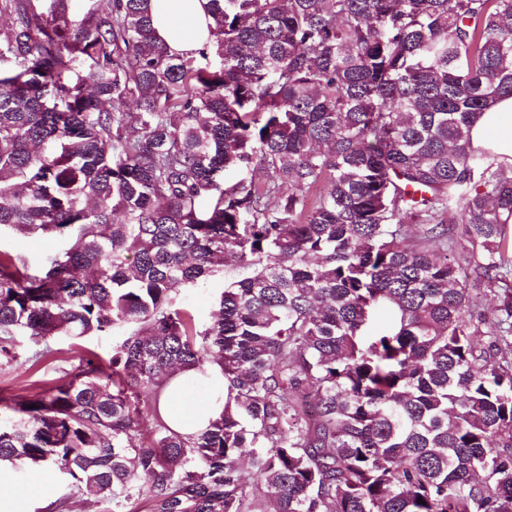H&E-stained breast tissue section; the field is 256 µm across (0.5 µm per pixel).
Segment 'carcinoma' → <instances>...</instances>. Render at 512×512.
Listing matches in <instances>:
<instances>
[{
    "label": "carcinoma",
    "mask_w": 512,
    "mask_h": 512,
    "mask_svg": "<svg viewBox=\"0 0 512 512\" xmlns=\"http://www.w3.org/2000/svg\"><path fill=\"white\" fill-rule=\"evenodd\" d=\"M36 2L0 0V354L118 337L0 395V465L112 512H512V166L467 143L512 98V0H210L188 58L151 0ZM228 256L201 327L179 288ZM209 364L186 439L159 398ZM202 383L206 399L202 405L191 407L187 403L191 389ZM224 373L217 365L201 376L194 370L180 371L172 376L162 393L159 410L163 420L176 433L190 437L200 434L224 411Z\"/></svg>",
    "instance_id": "carcinoma-1"
}]
</instances>
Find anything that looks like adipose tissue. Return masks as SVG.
I'll return each instance as SVG.
<instances>
[{
  "label": "adipose tissue",
  "instance_id": "ef3b65f1",
  "mask_svg": "<svg viewBox=\"0 0 512 512\" xmlns=\"http://www.w3.org/2000/svg\"><path fill=\"white\" fill-rule=\"evenodd\" d=\"M153 24L160 40L171 53L191 57L212 39L213 24L209 0H151ZM472 148L487 149L499 161L512 165V98H504L478 113L470 127ZM205 387L202 405L189 406L187 399L196 384ZM224 374L210 366L206 374L193 370L172 376L162 393L159 410L163 420L176 433L195 436L224 410Z\"/></svg>",
  "mask_w": 512,
  "mask_h": 512
}]
</instances>
